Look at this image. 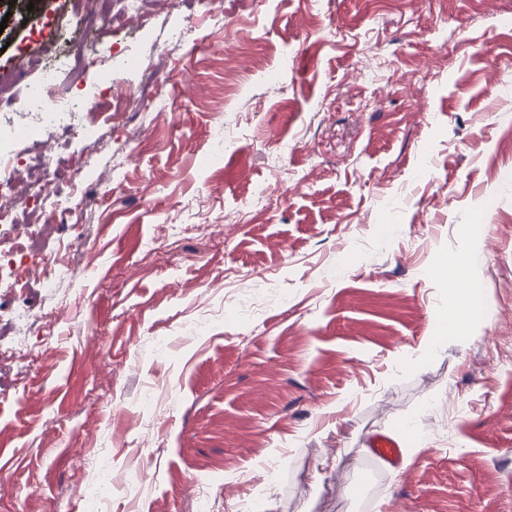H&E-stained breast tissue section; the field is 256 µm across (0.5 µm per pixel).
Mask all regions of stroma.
<instances>
[{
  "label": "stroma",
  "instance_id": "obj_1",
  "mask_svg": "<svg viewBox=\"0 0 512 512\" xmlns=\"http://www.w3.org/2000/svg\"><path fill=\"white\" fill-rule=\"evenodd\" d=\"M77 12L135 65L65 89L110 130L50 170L84 224L0 227V512H87L101 463L99 512H512V0H224L218 33L202 0H0V77L92 48ZM143 67L170 111L110 109ZM375 432L421 450L384 470ZM448 310L452 314L451 327L455 333L460 329L469 316V302L466 294L459 292L457 288H448ZM111 493L112 479L107 472L101 470L94 475L92 480L85 483L82 488L83 497L91 503L104 499Z\"/></svg>",
  "mask_w": 512,
  "mask_h": 512
}]
</instances>
